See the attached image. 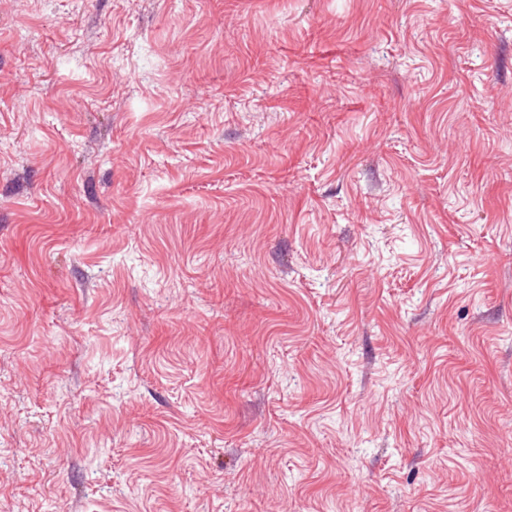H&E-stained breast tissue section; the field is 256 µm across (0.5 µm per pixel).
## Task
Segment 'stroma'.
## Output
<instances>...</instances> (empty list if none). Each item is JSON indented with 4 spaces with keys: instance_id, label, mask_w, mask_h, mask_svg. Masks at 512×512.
<instances>
[{
    "instance_id": "stroma-1",
    "label": "stroma",
    "mask_w": 512,
    "mask_h": 512,
    "mask_svg": "<svg viewBox=\"0 0 512 512\" xmlns=\"http://www.w3.org/2000/svg\"><path fill=\"white\" fill-rule=\"evenodd\" d=\"M0 512H512V0H0Z\"/></svg>"
}]
</instances>
